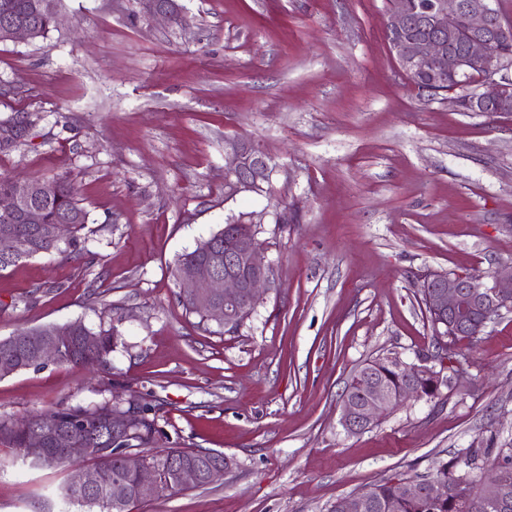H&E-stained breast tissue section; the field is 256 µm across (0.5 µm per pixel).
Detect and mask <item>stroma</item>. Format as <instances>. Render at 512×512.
<instances>
[{"instance_id": "35a3bbf8", "label": "stroma", "mask_w": 512, "mask_h": 512, "mask_svg": "<svg viewBox=\"0 0 512 512\" xmlns=\"http://www.w3.org/2000/svg\"><path fill=\"white\" fill-rule=\"evenodd\" d=\"M183 27L131 19L136 0H61L46 38L0 42V175L72 182L75 245L0 273V338L114 326L105 367L0 379V417L137 394L158 448L232 458L213 484L132 512H327L385 478L426 475L461 448L512 445V312L477 349L434 362V397L371 430L339 423L375 357L434 354L419 279L512 271V113L425 102L384 33L389 0H180ZM276 166L229 194L226 140ZM248 215L274 269L238 331L179 301L177 257ZM47 469L0 452V512H81Z\"/></svg>"}]
</instances>
